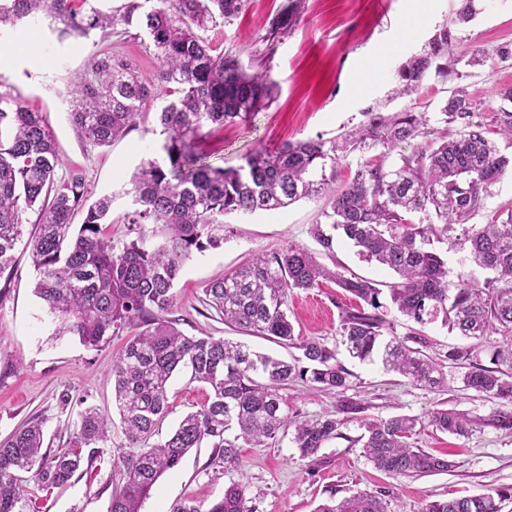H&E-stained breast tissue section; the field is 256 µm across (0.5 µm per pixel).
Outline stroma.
<instances>
[{
  "label": "stroma",
  "instance_id": "35a3bbf8",
  "mask_svg": "<svg viewBox=\"0 0 512 512\" xmlns=\"http://www.w3.org/2000/svg\"><path fill=\"white\" fill-rule=\"evenodd\" d=\"M477 5L476 18L455 27L458 41L447 77L428 73L418 95L401 97L396 93L401 66L421 54L437 31L452 25L458 0H244L237 16L218 21L205 36L247 72L269 70L273 86L259 112L227 124L209 140L211 163L236 166L260 148L316 136L334 139L365 122L370 112H424L431 127L447 128L453 135L461 125L444 123L440 109L460 86L470 94L472 122L496 134L501 153L511 155L512 140L498 136L497 129L503 104L499 92L512 87V60L500 61L496 51L512 43V0H477ZM284 17L290 20L288 28L271 35L272 22ZM99 51L136 63L146 79L158 75L159 61L140 28L131 26L125 34L108 38L98 31L87 40H62L47 23L38 22L0 27V91H10L19 104L46 113L59 155L58 177L81 172L94 197H111L106 233L119 249L141 230L129 221L133 205L125 194L128 182L142 159L158 156L160 137L153 132L150 112L111 145L92 146L77 137L69 116L71 78L85 71ZM475 53L482 62L473 66L469 60ZM325 203L320 196L303 199L272 212L230 214L213 225L216 245L195 254L175 286L170 316L178 329L188 336L209 334L239 341L286 361L299 356L297 348L226 326L206 305L204 290L253 253L291 244L317 251L310 228ZM16 256L9 292L0 298V438L38 418L44 422L46 443L60 448L77 430L82 403L117 418L112 357L126 339L114 336L88 347L78 337L54 335L53 320L32 291L28 255L20 250ZM319 260L377 282L393 279L389 270L363 260L342 240L333 255L320 254ZM358 304L329 280L309 291H293L288 307L296 338L337 346L339 316ZM338 360L351 373L347 394L366 404V417L417 418L413 445L453 461L451 471L394 478L376 470L361 446L349 443L361 433L353 421L345 428L346 439L328 442L311 461L299 459L288 432L267 446L243 448L242 466L236 470L213 465L210 445L192 449L178 468L159 478L140 512H171L184 500L205 510L234 482L247 485L254 512H315L330 496L343 498L360 491L385 492L390 512H421L435 500L512 487V430L493 426L497 404L463 389L456 369H447L443 386L430 389L413 385L381 362H360L343 349ZM279 393L290 414L301 420L336 411L334 392L300 381ZM65 396L70 399L66 406L61 403ZM168 398L169 414L159 427L163 436L206 402L207 390L183 371L172 377ZM437 408L466 415L471 421L468 435L435 431L428 416ZM124 448L121 428L113 426L112 445L91 473L75 475L67 487L48 494L33 491L19 504V512H106L113 461Z\"/></svg>",
  "mask_w": 512,
  "mask_h": 512
}]
</instances>
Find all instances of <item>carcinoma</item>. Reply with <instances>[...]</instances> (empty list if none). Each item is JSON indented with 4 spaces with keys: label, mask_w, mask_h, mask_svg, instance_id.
<instances>
[{
    "label": "carcinoma",
    "mask_w": 512,
    "mask_h": 512,
    "mask_svg": "<svg viewBox=\"0 0 512 512\" xmlns=\"http://www.w3.org/2000/svg\"><path fill=\"white\" fill-rule=\"evenodd\" d=\"M242 7L243 0H127L107 14L92 0H0V26L40 16L62 25L61 39L88 38L97 29L113 33L119 25L135 23L160 61L154 82L131 62L99 52L89 70L72 77L70 120L79 139L92 146L125 136L150 106L161 104L156 125L163 136L162 156L140 164L129 190L138 205L129 223L150 225V234L124 244L119 253L104 234L112 199L90 201L92 191L80 174L56 178L59 157L46 116L21 106L7 91L0 93V276L14 267L23 242L35 273L34 293L54 317L56 335L76 336L96 347L106 336L132 334L112 360V403L128 451L115 462L117 482L107 512H139L158 479L205 441L215 449V463L237 468L239 448L266 446L291 427L301 459L316 456L333 439H346L362 443L365 457L392 477L440 474L453 467L409 442L417 419L358 418L365 404L343 396L350 372L337 361L336 349L316 339L295 343L288 295L327 279L364 302L343 311L336 328L349 355L360 361L379 358L422 387L442 385L445 372L424 353L428 338L421 327L440 321L466 338H507L490 351L487 365L473 346L450 347L444 358L465 388L502 406L492 424L512 430V214L500 222L465 224L483 208L491 188L512 172V156L501 154L483 127L469 121L471 99L467 88L458 87L441 107L443 121L463 124L452 139L431 127L423 112H368L365 123L338 141L317 137L286 142L274 151L257 149L237 167L209 163L201 147L208 129L256 111L272 88L268 71L245 72L202 36L217 19L231 18ZM476 14L475 0H460L455 22L469 23ZM455 49L450 28L436 32L424 52L399 70L398 93H419L432 68L448 75ZM378 147L385 156L397 153L399 163L387 168L366 159L348 182L336 185L339 154ZM320 194L329 196L330 209L322 211L310 234L323 253L334 252L340 235L364 260L392 270L394 281L381 288L333 271L306 248L290 245L251 255L205 288L225 324L292 345L303 358L287 362L222 338L187 336L167 318L186 262L214 245L211 227L219 217L274 211ZM29 211L37 214L38 232L25 240ZM79 211L85 216L75 232L72 218ZM446 242L491 276L482 284L450 276L448 250L440 248ZM384 294L414 324L404 340L393 338V325L379 312ZM181 369L207 388V402L164 441L153 443L168 412L169 379ZM295 380L340 395L336 414L311 420L289 414L278 388ZM356 418L364 433L349 439L342 429ZM429 423L459 436L470 426L467 418L446 409L433 410ZM44 443L41 420L0 440V512H18L31 481L47 492L66 485L112 445V420L86 406L64 447ZM511 500L512 487L499 488L431 502L423 512H503ZM249 502L247 486L233 483L205 511L184 501L171 512H252ZM316 512L387 510L378 495L358 492Z\"/></svg>",
    "instance_id": "1"
}]
</instances>
